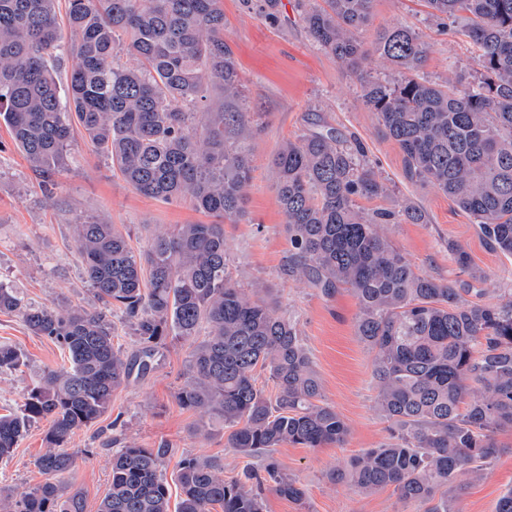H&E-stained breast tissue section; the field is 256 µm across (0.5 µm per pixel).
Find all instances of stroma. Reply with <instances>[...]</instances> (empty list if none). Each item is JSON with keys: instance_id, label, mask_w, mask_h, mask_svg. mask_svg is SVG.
<instances>
[{"instance_id": "1", "label": "stroma", "mask_w": 512, "mask_h": 512, "mask_svg": "<svg viewBox=\"0 0 512 512\" xmlns=\"http://www.w3.org/2000/svg\"><path fill=\"white\" fill-rule=\"evenodd\" d=\"M224 12V40L232 48L243 85L236 110L246 113L252 135L247 144L252 178L244 194L242 219L224 227L232 272L254 296L272 298L280 312L293 314L322 383L325 402L348 426L342 443L321 448L284 444L274 460L281 473L304 491L293 500L262 487L264 512H423L416 503L399 500L393 489L362 493L331 473L351 458L388 442L391 424L377 409L373 354L355 330L358 306L345 290L323 296L309 285L286 278L282 266L288 251L286 219L278 205L270 161L287 139L306 131L316 119L363 142L393 197L413 198L427 213L425 224H391L386 234L422 274L453 286L469 283L482 301H496L512 290V258L492 249L473 218L447 196L427 185L409 182L399 148L384 139L374 112L361 98L358 77L320 50L304 27L296 0H281L276 20L246 8L243 0H219ZM414 29L429 46L423 78L441 82L464 79L476 70L475 51L464 38L443 31L424 0H377L365 41L385 27ZM83 217L123 225L134 250L147 247L158 227L210 224L213 216L180 202L144 197L126 184L112 164L83 139L71 147L69 167L52 177L35 172L0 125V279L19 288L36 304L68 303L93 307L95 300L72 241V226ZM465 250L480 279L461 273L449 245ZM0 344L20 348L27 356L22 370L0 373V414L21 404L39 375L65 364L64 352L49 340L30 335L21 319L0 313ZM188 346L167 337L161 356L145 376L131 378L112 397V409L73 437L69 448L76 466L69 482L84 493L86 512H97L109 486L114 435L142 448H173L165 477L172 496H179L177 463L187 456L222 460L224 478L240 477L245 468L263 470L259 458L240 455L227 444L220 427L209 436L194 435L198 413L183 408L176 392L184 381ZM44 424L34 425L10 459L0 461V492L19 496L43 482L35 467L45 452ZM499 455L464 489L449 494L454 512H495L499 498L512 489V428L497 432Z\"/></svg>"}]
</instances>
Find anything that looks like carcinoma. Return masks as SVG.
Listing matches in <instances>:
<instances>
[{
    "label": "carcinoma",
    "mask_w": 512,
    "mask_h": 512,
    "mask_svg": "<svg viewBox=\"0 0 512 512\" xmlns=\"http://www.w3.org/2000/svg\"><path fill=\"white\" fill-rule=\"evenodd\" d=\"M56 2L0 0V124L31 167L66 170L78 132L138 193L187 201L221 223L160 228L137 253L122 226L78 220L74 242L97 307L29 303L0 282V313L19 316L69 362L45 372L20 410L0 415L1 461L32 424L47 425V449L35 461L45 480L1 498L0 512H86L83 492L65 480L75 467L67 445L110 410L133 375L153 368L169 336L190 348L176 399L222 423L239 454L344 441L347 425L323 399L296 317L277 313L272 298H253L230 271L224 224L244 215L251 164L246 113L201 106L210 85L226 102L243 92L218 0H68V45ZM427 3L478 49L476 76L461 87L418 78L428 47L409 27L382 29L365 44L376 0H297V7L313 41L359 73L364 101L402 152L406 177L448 196L512 258V0ZM372 50L400 71L396 84L364 73ZM123 51L138 65H122ZM65 55L75 64L63 84ZM270 168L288 231L282 275L328 297L345 288L356 299V335L374 352L376 404L394 425L391 441L333 479L362 492L391 487L425 512H454L440 490L461 488L498 454L497 431L512 428V292L470 300V289L416 270L384 228L425 224L426 212L408 198L360 205L390 197V189L358 137L319 124L285 141ZM448 250L462 273L476 276L462 248ZM111 310L137 338L130 354L114 344ZM23 364L20 349L0 344V371ZM262 373L274 394L258 385ZM169 452L112 449L97 512H263L260 475L248 470L226 482L223 462L210 457L181 459V497L171 508L161 473ZM265 472L281 494L303 497L273 461Z\"/></svg>",
    "instance_id": "obj_1"
}]
</instances>
